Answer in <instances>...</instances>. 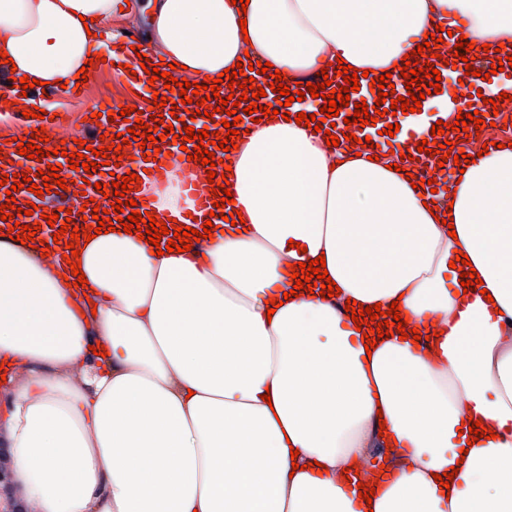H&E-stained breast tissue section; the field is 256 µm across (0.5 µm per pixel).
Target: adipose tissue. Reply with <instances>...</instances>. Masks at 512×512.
I'll return each mask as SVG.
<instances>
[{
	"label": "adipose tissue",
	"instance_id": "1",
	"mask_svg": "<svg viewBox=\"0 0 512 512\" xmlns=\"http://www.w3.org/2000/svg\"><path fill=\"white\" fill-rule=\"evenodd\" d=\"M141 53L197 83L252 57L296 80L344 60L395 63L448 22L512 48V0H148ZM125 0H0L14 72L75 85ZM294 105L230 149L234 198L208 248L154 254L137 234L81 242L86 285L0 236V447L13 502L34 512H512V148L451 167L429 211L399 154L327 146ZM159 219L189 188L146 187ZM452 225H445V218ZM482 291H462L457 253ZM325 257L340 294L295 292L290 264ZM280 307L268 313L269 298ZM400 302L366 351L347 301ZM105 347L106 356L96 355ZM476 419L494 438L468 442ZM388 458L372 500L344 469ZM321 470H313L311 462ZM454 475L451 486L437 476Z\"/></svg>",
	"mask_w": 512,
	"mask_h": 512
}]
</instances>
